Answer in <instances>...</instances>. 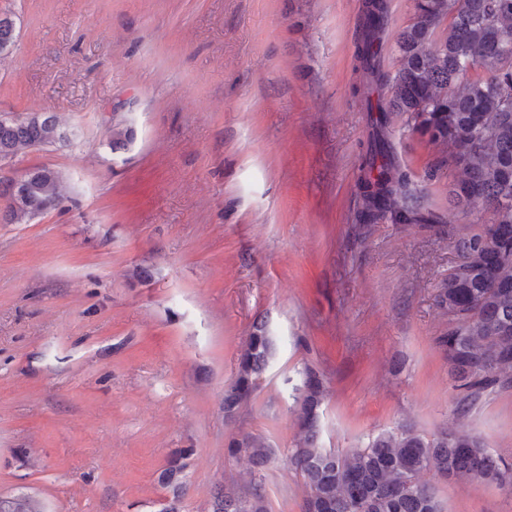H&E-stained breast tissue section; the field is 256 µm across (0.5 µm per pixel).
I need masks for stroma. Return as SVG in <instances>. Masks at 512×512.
<instances>
[{
  "instance_id": "stroma-1",
  "label": "stroma",
  "mask_w": 512,
  "mask_h": 512,
  "mask_svg": "<svg viewBox=\"0 0 512 512\" xmlns=\"http://www.w3.org/2000/svg\"><path fill=\"white\" fill-rule=\"evenodd\" d=\"M364 0H0L17 38L0 55V115L55 113L66 143L11 172L62 173L64 206L0 221V499L38 512H160L188 450L182 512L247 485L233 434L273 448L297 433L292 384L328 394L321 440L343 451L407 425L464 424L512 465V388L465 416L438 343L436 285L455 233L491 215L448 202L450 175L404 116L365 109L355 58ZM133 132L107 145L112 127ZM443 230L360 224L377 142ZM276 352L234 418L224 388L256 323ZM268 512H303L282 459ZM444 512H512V490L438 481Z\"/></svg>"
}]
</instances>
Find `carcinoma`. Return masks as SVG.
<instances>
[{
  "label": "carcinoma",
  "instance_id": "carcinoma-1",
  "mask_svg": "<svg viewBox=\"0 0 512 512\" xmlns=\"http://www.w3.org/2000/svg\"><path fill=\"white\" fill-rule=\"evenodd\" d=\"M364 20L356 61L378 92L377 111L405 115L416 133L421 125L436 131L448 147L433 143L438 154L429 176L451 173L448 197L454 207L466 212L482 206L493 215V223L456 238L461 261L434 296L436 308L448 317V332L438 343L463 390L456 408L462 416L488 387H512V0H414L413 17L396 39L393 72L379 67L375 49L387 24L385 0H371ZM66 140L49 112L22 119L0 116V162ZM25 176L22 183L0 178L9 224L26 223L64 200L60 172L32 167ZM409 185L410 176L385 153L373 155L358 221L426 224L441 231L440 218L423 208ZM273 354L266 326L255 325L224 390L225 417L234 416L257 390ZM295 391L298 437L283 459L304 480V512H443L434 486L421 478L424 472L512 489V476L485 441L461 426L429 437L399 426L379 433L365 448H325L319 441L322 379L306 369ZM224 452L247 458L259 473L277 455L249 432L233 436ZM182 459L181 454L171 458L164 470L173 497L161 512H180ZM211 512H267L260 484L219 488Z\"/></svg>",
  "mask_w": 512,
  "mask_h": 512
}]
</instances>
